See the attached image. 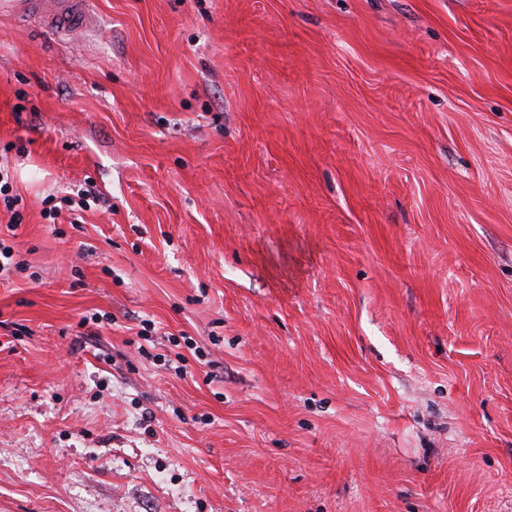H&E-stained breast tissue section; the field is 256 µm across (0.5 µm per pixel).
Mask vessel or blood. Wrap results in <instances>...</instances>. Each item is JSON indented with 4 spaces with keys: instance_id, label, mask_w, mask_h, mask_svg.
<instances>
[{
    "instance_id": "vessel-or-blood-1",
    "label": "vessel or blood",
    "mask_w": 512,
    "mask_h": 512,
    "mask_svg": "<svg viewBox=\"0 0 512 512\" xmlns=\"http://www.w3.org/2000/svg\"><path fill=\"white\" fill-rule=\"evenodd\" d=\"M0 16L38 18L40 29L52 35L85 33L97 22L95 0H0Z\"/></svg>"
}]
</instances>
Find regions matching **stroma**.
I'll list each match as a JSON object with an SVG mask.
<instances>
[{
	"instance_id": "stroma-1",
	"label": "stroma",
	"mask_w": 512,
	"mask_h": 512,
	"mask_svg": "<svg viewBox=\"0 0 512 512\" xmlns=\"http://www.w3.org/2000/svg\"><path fill=\"white\" fill-rule=\"evenodd\" d=\"M98 14L0 17V512H512V0ZM12 180V173L9 166L0 162V204L3 203L4 208L11 213V217L9 220V224L17 225L20 221V215L17 213L15 209L16 205L19 203V198L17 196L10 195L9 192L10 184Z\"/></svg>"
}]
</instances>
